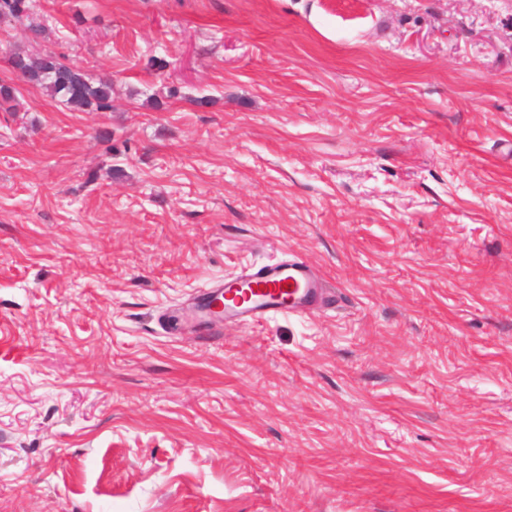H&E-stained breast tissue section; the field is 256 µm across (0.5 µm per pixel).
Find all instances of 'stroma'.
<instances>
[{"label": "stroma", "mask_w": 512, "mask_h": 512, "mask_svg": "<svg viewBox=\"0 0 512 512\" xmlns=\"http://www.w3.org/2000/svg\"><path fill=\"white\" fill-rule=\"evenodd\" d=\"M0 23V512H512V0H35ZM110 76L74 111L12 73ZM302 258L306 315L178 318ZM8 65L32 85L41 87L51 96L61 97L74 111L112 109V79H92L55 53L33 57L15 52L9 55Z\"/></svg>", "instance_id": "obj_1"}]
</instances>
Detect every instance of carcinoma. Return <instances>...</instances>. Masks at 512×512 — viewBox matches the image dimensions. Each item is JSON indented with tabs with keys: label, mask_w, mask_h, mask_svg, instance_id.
Listing matches in <instances>:
<instances>
[{
	"label": "carcinoma",
	"mask_w": 512,
	"mask_h": 512,
	"mask_svg": "<svg viewBox=\"0 0 512 512\" xmlns=\"http://www.w3.org/2000/svg\"><path fill=\"white\" fill-rule=\"evenodd\" d=\"M30 0H0V20L24 24L29 19ZM9 68L74 111L106 112L112 109V79H92L80 69L66 63L52 53L35 57L15 52L8 57ZM0 111L16 112L17 89L0 81Z\"/></svg>",
	"instance_id": "cac0c4a2"
}]
</instances>
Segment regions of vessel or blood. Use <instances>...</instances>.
Masks as SVG:
<instances>
[{"label": "vessel or blood", "mask_w": 512, "mask_h": 512, "mask_svg": "<svg viewBox=\"0 0 512 512\" xmlns=\"http://www.w3.org/2000/svg\"><path fill=\"white\" fill-rule=\"evenodd\" d=\"M334 291L307 263L288 260L242 270L234 279L199 291L192 307L201 316L198 332L212 326L211 306L224 304L228 320L261 323L276 314H307L326 306Z\"/></svg>", "instance_id": "1"}]
</instances>
